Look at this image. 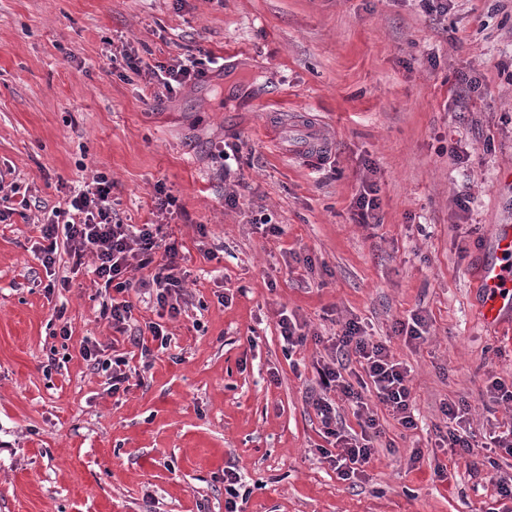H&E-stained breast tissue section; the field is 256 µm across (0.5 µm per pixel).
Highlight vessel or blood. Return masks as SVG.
Returning a JSON list of instances; mask_svg holds the SVG:
<instances>
[{
    "mask_svg": "<svg viewBox=\"0 0 512 512\" xmlns=\"http://www.w3.org/2000/svg\"><path fill=\"white\" fill-rule=\"evenodd\" d=\"M479 284L484 316L495 322L512 306V224L497 225L491 254L479 269Z\"/></svg>",
    "mask_w": 512,
    "mask_h": 512,
    "instance_id": "1",
    "label": "vessel or blood"
}]
</instances>
